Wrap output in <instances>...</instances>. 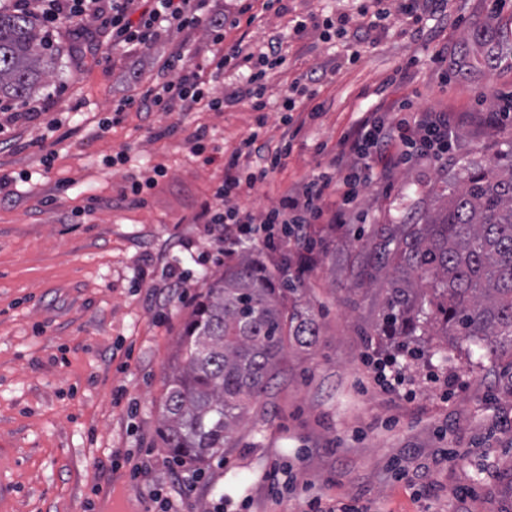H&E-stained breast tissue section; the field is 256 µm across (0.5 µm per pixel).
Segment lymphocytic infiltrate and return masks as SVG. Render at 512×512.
Returning <instances> with one entry per match:
<instances>
[{"label":"lymphocytic infiltrate","instance_id":"lymphocytic-infiltrate-1","mask_svg":"<svg viewBox=\"0 0 512 512\" xmlns=\"http://www.w3.org/2000/svg\"><path fill=\"white\" fill-rule=\"evenodd\" d=\"M41 14L44 27L52 29L66 22L76 24L82 18L96 16L112 29V43L140 48L149 47L160 30H177L208 24L212 33V57L205 63H192L184 51H177L163 65L165 78L145 92L126 99V107L136 111L168 112L181 108L190 112L197 107L214 111L234 103L251 111H265L264 79L270 68L283 65V35L271 37L265 51H250L244 40L228 43L226 30L238 27L235 19L202 17L205 0H143L141 11H134V0H46ZM443 0H360L357 13L364 35L378 31L381 21L392 15L404 16L413 25H422L427 16L440 9ZM248 68L240 87L221 97L212 96L210 84L220 82L230 69ZM397 145L401 160L416 155L447 157L454 137L448 116L443 112H416L398 123L384 116H371L348 137V152L336 155L327 167L284 194L277 206L254 214L241 206L240 199L257 184L265 182L282 167L287 150L269 152L257 137L243 141L224 160V180L216 187L212 201L201 202L192 214L194 224H206L220 230L232 241L261 238L264 246L275 249L290 243L303 246L302 266H311L314 250L309 247L307 227L311 224L345 223L347 212L357 201L361 187L378 179L372 157L381 147ZM337 187L341 202L335 207L325 203L327 190Z\"/></svg>","mask_w":512,"mask_h":512}]
</instances>
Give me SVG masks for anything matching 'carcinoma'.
<instances>
[{"label":"carcinoma","mask_w":512,"mask_h":512,"mask_svg":"<svg viewBox=\"0 0 512 512\" xmlns=\"http://www.w3.org/2000/svg\"><path fill=\"white\" fill-rule=\"evenodd\" d=\"M55 59L26 9H0V97L30 95ZM381 260L399 276L383 289L375 335L398 343L451 337L485 351L512 376V148L465 170L445 205L413 224L382 229ZM249 252L224 267L195 304L167 381L160 435L176 457L224 453L249 404L278 374L288 345L316 343L319 324Z\"/></svg>","instance_id":"carcinoma-1"}]
</instances>
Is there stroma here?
<instances>
[{
  "label": "stroma",
  "mask_w": 512,
  "mask_h": 512,
  "mask_svg": "<svg viewBox=\"0 0 512 512\" xmlns=\"http://www.w3.org/2000/svg\"><path fill=\"white\" fill-rule=\"evenodd\" d=\"M207 0L206 14L238 16L252 5L261 22L254 47L307 19L306 34L285 43V63L267 72L264 127L235 105L220 112L135 111L113 123L129 95L162 79L163 61L187 43L195 62L209 55L205 27L169 31L149 49L112 45L100 19L81 31L67 24L50 38L62 49L45 83L27 101L0 112V512H326L331 502L356 512H512V393L495 373L470 368L464 351L431 342L401 365L409 393L375 380L387 350L373 327L385 272L374 232L437 210L440 194L469 162H487L512 146V115L488 122L496 98L512 94V0H447L415 31L395 18L388 33L358 45L352 36L324 42L317 25L354 15V0ZM482 23L508 29L482 45ZM499 57L496 68L483 59ZM312 68L333 69L315 100L300 99L291 124L279 111L284 89ZM324 112L311 116L314 103ZM44 110L27 116L29 106ZM390 121L423 110L447 112L455 145L447 159L398 160L388 147L375 163L388 178L364 186L347 223L315 224L316 263L300 290L320 336L289 346L280 376L237 424L223 455L176 462L158 434L166 381L197 297L224 266L208 258L250 251L277 275L296 261L297 245L270 251L249 241L219 242L187 218L224 178V155L252 132L269 149L292 151L243 203L253 212L277 205L288 189L321 171L376 105ZM20 118L12 122L9 112ZM59 119L55 131L47 123ZM206 128L217 159L193 156L189 137ZM54 152L51 167L42 157ZM119 153L127 164L103 159ZM160 165L164 177L142 202L121 201L131 177ZM185 300H165L171 276ZM147 450L148 469L132 481L114 454ZM280 467L281 494L268 492Z\"/></svg>",
  "instance_id": "stroma-1"
}]
</instances>
